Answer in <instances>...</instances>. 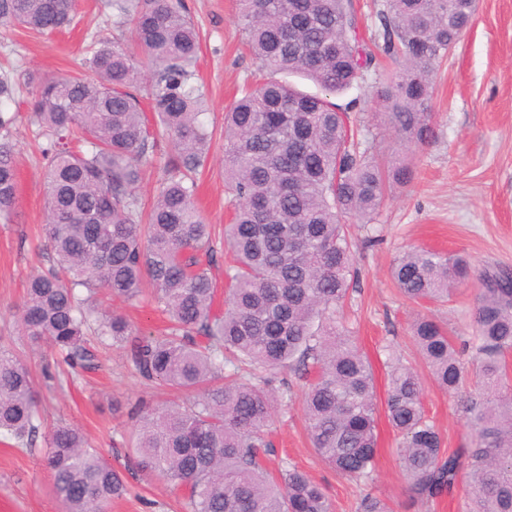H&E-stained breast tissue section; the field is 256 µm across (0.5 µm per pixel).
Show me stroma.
Segmentation results:
<instances>
[{
	"label": "stroma",
	"mask_w": 512,
	"mask_h": 512,
	"mask_svg": "<svg viewBox=\"0 0 512 512\" xmlns=\"http://www.w3.org/2000/svg\"><path fill=\"white\" fill-rule=\"evenodd\" d=\"M198 31L201 49L198 77L206 91V118L214 127L210 157L200 172L197 205L209 224L226 223L232 211L224 192V110L245 79H258V67L243 44L237 0H184ZM77 25L52 37L0 25V78L23 81L27 75L65 77L85 74L82 60L93 33L123 43L132 41L131 22L120 21L115 0H78ZM434 137L404 147L396 139L371 84L338 97L357 98L349 113L352 127L369 129L385 157L407 156L413 180L395 186L372 223L355 228L357 244L349 325L356 345L373 366L378 422V456L371 485L393 512H462L465 482L453 496L436 504L411 503L408 479L396 453L398 436L386 417L389 369L382 352L412 359L425 382V403L446 450L463 447L468 425L457 396L442 390L414 346L409 325L419 310L404 300L391 276L400 255L413 247L460 253L479 268L512 269V0H478L472 25L433 78ZM35 86L0 104L15 114L13 144L17 163V202L10 217H0V336L40 374L51 362L49 347L32 348L19 319L28 278L48 264L43 247L44 141L29 121ZM94 372L62 375L37 382L44 426H77L88 444L122 475L127 490L110 512H189L184 491L161 480L145 479L129 458L130 413L142 400L175 402L183 392L145 381L134 370L128 351L112 349ZM275 387L292 395L288 410L277 411L272 424L274 448L270 470L293 463L325 489L334 512H355L360 489L323 463L305 431L299 401L303 382L289 370L277 374ZM0 512H59L40 448L0 443Z\"/></svg>",
	"instance_id": "obj_1"
}]
</instances>
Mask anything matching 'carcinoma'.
<instances>
[{"label":"carcinoma","instance_id":"1","mask_svg":"<svg viewBox=\"0 0 512 512\" xmlns=\"http://www.w3.org/2000/svg\"><path fill=\"white\" fill-rule=\"evenodd\" d=\"M133 13L141 64L118 41L94 40L91 78L39 83L32 121L45 138L46 247L50 266L30 277L21 328L49 341L56 361L93 367L89 337L129 347L138 374L194 394L182 404L135 408L133 452L140 472L185 490L190 512H332L323 487L290 466L273 476L263 456L272 444L273 379L251 370L289 367L308 378L305 428L315 454L360 485L357 512H393L372 493L378 445L375 381L351 336L345 303L354 278L349 219L371 221L387 190L406 184L405 159L380 161L349 125L357 99L330 100L369 74L395 133L424 144L434 134L430 76L474 12L468 0H383L382 44L374 52L353 0H238L239 21L264 81L246 82L224 113V182L233 211L224 230L203 221L196 175L209 158L212 131L195 80L200 46L182 0H122ZM76 0H0V25L41 35L74 24ZM399 66L385 75V62ZM298 74L324 96L277 78ZM14 117L0 111V215L17 197ZM160 177L150 207L135 190L143 168ZM224 312L214 311L217 254ZM393 277L415 304L448 302L476 285L467 372L448 328L417 318L411 335L435 382L462 394L471 443L450 454L424 406V383L410 363L391 360L386 416L412 502L451 493L467 477L466 512H512V272L476 270L463 256L413 248ZM86 290L88 296L81 295ZM97 294L133 304L148 296L171 320L160 336L135 338L126 318L101 311ZM31 369L0 337V439L33 447L42 428ZM43 462L64 512H109L122 494L120 473L89 448L80 429L43 435Z\"/></svg>","mask_w":512,"mask_h":512}]
</instances>
